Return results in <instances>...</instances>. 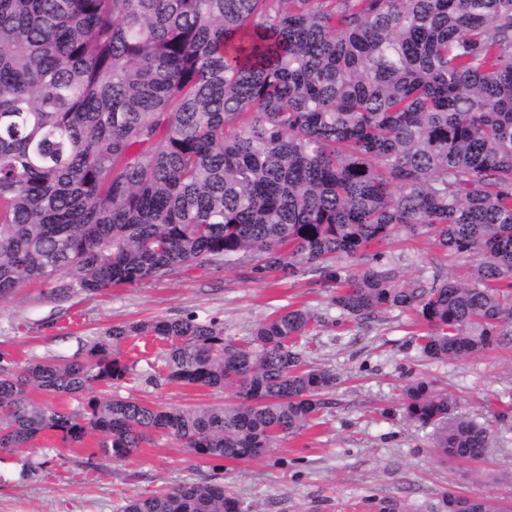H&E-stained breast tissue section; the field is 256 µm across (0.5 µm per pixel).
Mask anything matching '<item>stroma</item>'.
<instances>
[{"label":"stroma","mask_w":512,"mask_h":512,"mask_svg":"<svg viewBox=\"0 0 512 512\" xmlns=\"http://www.w3.org/2000/svg\"><path fill=\"white\" fill-rule=\"evenodd\" d=\"M382 252L404 282L448 274L466 281L473 265L425 238L401 239ZM331 298L307 274L255 282L242 270L209 264L94 297L75 292L63 301L50 284L18 288L0 301V353L15 363L72 361L112 324L190 312L218 318L225 336L243 340L256 322L290 304L322 315L302 350L310 364L334 373L336 383L316 426L256 460H204L160 440L129 460L107 461L46 434L33 447L0 453V512H116L127 498L215 474L242 512H448L452 492L487 495L512 512V341L464 361L429 360L417 346L423 325L413 313L391 310L358 324L341 316ZM160 351L154 344L138 355L124 352V359L136 360L137 378L120 395L181 406L230 401L227 392L148 384ZM420 377L448 393L459 414L494 432L482 459L441 461L426 430L404 418L403 388Z\"/></svg>","instance_id":"stroma-1"}]
</instances>
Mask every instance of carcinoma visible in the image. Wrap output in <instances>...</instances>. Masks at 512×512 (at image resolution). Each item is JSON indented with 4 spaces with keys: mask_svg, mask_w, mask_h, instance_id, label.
I'll use <instances>...</instances> for the list:
<instances>
[{
    "mask_svg": "<svg viewBox=\"0 0 512 512\" xmlns=\"http://www.w3.org/2000/svg\"><path fill=\"white\" fill-rule=\"evenodd\" d=\"M423 236L471 281H398L381 254ZM214 263L252 281L313 274L342 316L411 310L422 354L512 336V0H0V299L134 287ZM322 317L283 307L250 337L191 314L117 323L82 361L0 365V452L48 432L125 461L156 438L251 460L310 427L336 381L301 350ZM166 343L150 380L230 390L163 406L108 389L121 346ZM84 397L58 409L32 394ZM404 417L446 460L487 427L415 378ZM463 512L491 500L448 494ZM118 512H241L215 476Z\"/></svg>",
    "mask_w": 512,
    "mask_h": 512,
    "instance_id": "obj_1",
    "label": "carcinoma"
}]
</instances>
